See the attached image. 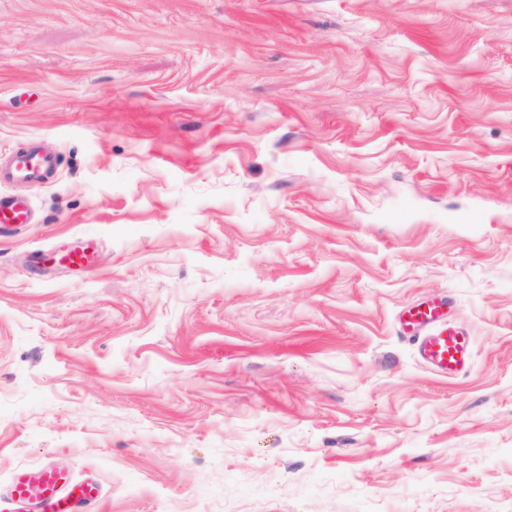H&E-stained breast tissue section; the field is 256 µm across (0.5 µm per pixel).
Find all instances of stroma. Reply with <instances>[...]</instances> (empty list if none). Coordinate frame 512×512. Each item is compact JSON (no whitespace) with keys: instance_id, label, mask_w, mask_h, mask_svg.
<instances>
[{"instance_id":"35a3bbf8","label":"stroma","mask_w":512,"mask_h":512,"mask_svg":"<svg viewBox=\"0 0 512 512\" xmlns=\"http://www.w3.org/2000/svg\"><path fill=\"white\" fill-rule=\"evenodd\" d=\"M0 494L512 512V0H0ZM96 270L43 263L76 239ZM450 302L446 378L399 313ZM51 157L36 151L16 153L6 169L0 165V181H22L32 187L45 184L52 172ZM31 203L28 197L0 193V224H29ZM62 480V472L51 464L15 472L7 497L11 512H29L30 507L37 512H80L85 503L102 496L101 486L93 481Z\"/></svg>"}]
</instances>
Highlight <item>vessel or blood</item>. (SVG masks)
<instances>
[{
  "mask_svg": "<svg viewBox=\"0 0 512 512\" xmlns=\"http://www.w3.org/2000/svg\"><path fill=\"white\" fill-rule=\"evenodd\" d=\"M51 157L36 151L16 153L7 168H0V181H22L30 186L45 184L52 172ZM31 203L28 197L0 193V224L28 223ZM402 327L417 337L421 359L435 372L453 376L468 368L473 359L471 336L462 328L448 324L440 305L427 303L403 312ZM102 489L90 480L64 482L63 474L50 464L15 472L7 500L12 512H80L82 506L99 500Z\"/></svg>",
  "mask_w": 512,
  "mask_h": 512,
  "instance_id": "b4317fda",
  "label": "vessel or blood"
}]
</instances>
